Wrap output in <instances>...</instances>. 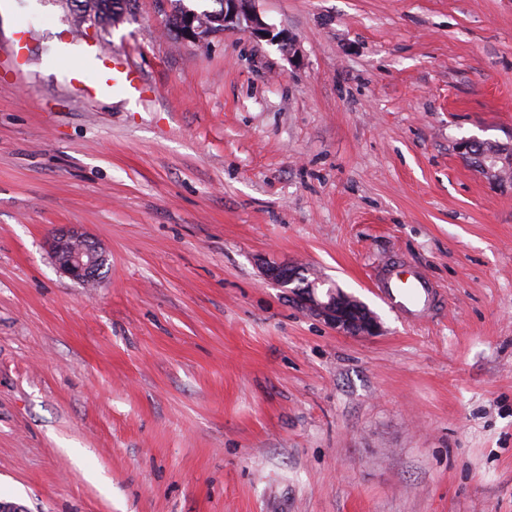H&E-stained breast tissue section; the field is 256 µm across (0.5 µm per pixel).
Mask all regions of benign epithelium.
Returning a JSON list of instances; mask_svg holds the SVG:
<instances>
[{
  "instance_id": "benign-epithelium-1",
  "label": "benign epithelium",
  "mask_w": 512,
  "mask_h": 512,
  "mask_svg": "<svg viewBox=\"0 0 512 512\" xmlns=\"http://www.w3.org/2000/svg\"><path fill=\"white\" fill-rule=\"evenodd\" d=\"M254 0H224V9L218 13L226 29L245 27L253 38H276L273 30L262 20L253 8ZM213 34L208 20L194 11L183 17L181 38L192 43H203ZM479 149L480 171L492 180L512 177V150L500 143L465 138L457 143L458 152L471 154L472 148ZM53 255L58 271L84 285L100 279V272L107 262L103 249L94 240L74 230H60L53 239ZM263 276L285 289L300 306L337 331L357 336H375L379 333L377 316L362 302L340 288L330 286L321 293L324 282L309 280L304 269L288 264L262 266Z\"/></svg>"
}]
</instances>
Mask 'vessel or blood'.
<instances>
[{
	"label": "vessel or blood",
	"mask_w": 512,
	"mask_h": 512,
	"mask_svg": "<svg viewBox=\"0 0 512 512\" xmlns=\"http://www.w3.org/2000/svg\"><path fill=\"white\" fill-rule=\"evenodd\" d=\"M25 49V34L17 32L10 60L5 64L0 62L1 90L10 87L11 77L22 74L27 64ZM99 67L106 81L120 85L128 97L141 100L153 92L152 86L127 59L103 56ZM373 284L387 304L412 319L428 315L441 302L440 289L420 269L396 255L379 265Z\"/></svg>",
	"instance_id": "vessel-or-blood-1"
}]
</instances>
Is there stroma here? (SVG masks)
I'll return each mask as SVG.
<instances>
[{
	"instance_id": "1",
	"label": "stroma",
	"mask_w": 512,
	"mask_h": 512,
	"mask_svg": "<svg viewBox=\"0 0 512 512\" xmlns=\"http://www.w3.org/2000/svg\"><path fill=\"white\" fill-rule=\"evenodd\" d=\"M0 501L24 512H512V0H256L203 44L169 0H0ZM128 58L151 98L60 53ZM79 83H70V71ZM92 237L96 285L59 274ZM399 254L447 307L372 288ZM373 311L337 332L260 263ZM215 4L219 5L218 9L212 10L214 17L218 16L220 22L224 25V30L241 28L244 23L246 27L245 31L256 39L277 38V35L273 34V30L270 29L267 24L262 20L261 16L256 13L253 8V2L256 0H224V9H222L221 2L223 0H212ZM14 49L12 50V57L5 65L4 62H0V89L3 91L6 88H10L12 82L8 80V76L13 75L18 77L24 71V67L27 66V56L25 54L26 49V33L19 31L15 33ZM2 71V72H1ZM472 147L479 149L480 171L492 180L508 179L512 171V150L500 143L465 138L458 142L457 149L462 155H471ZM53 255L61 274L84 285L100 279L108 259L97 242L74 230H59L55 234Z\"/></svg>"
}]
</instances>
